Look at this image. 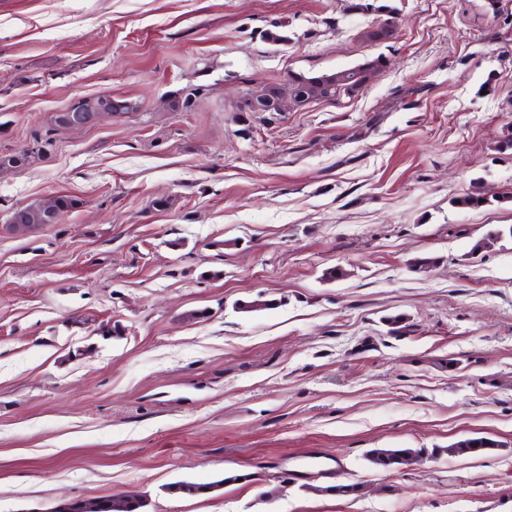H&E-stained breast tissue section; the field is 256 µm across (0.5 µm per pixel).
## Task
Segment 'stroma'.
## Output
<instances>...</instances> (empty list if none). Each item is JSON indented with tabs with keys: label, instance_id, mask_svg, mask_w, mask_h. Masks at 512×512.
Here are the masks:
<instances>
[{
	"label": "stroma",
	"instance_id": "1",
	"mask_svg": "<svg viewBox=\"0 0 512 512\" xmlns=\"http://www.w3.org/2000/svg\"><path fill=\"white\" fill-rule=\"evenodd\" d=\"M377 58L352 96L239 109ZM101 94L135 109L54 125ZM26 149L0 169V512H512V0H0V156ZM279 86V85H278ZM306 87L287 79L286 82L277 87L266 88L262 94L247 97L242 100L241 110L243 112H287L288 109L298 108L307 103ZM56 202L60 211L54 201L44 203L43 209L41 207V202H33L26 205L24 208L26 209L28 224H30L29 226L36 227L39 226V224H42L41 214L43 216V224L60 223L62 214L73 208V201L66 196H60L56 199ZM495 446H497V444L490 438L475 437L457 441L448 446V448H445L444 451L448 453V455L460 456L478 454L486 448ZM418 451L413 448L386 449L376 448L370 451L367 460L375 466L394 468L401 465H410ZM131 499L115 497L97 499L96 504L98 508L91 512H143L142 509L145 507V503L141 500Z\"/></svg>",
	"mask_w": 512,
	"mask_h": 512
}]
</instances>
